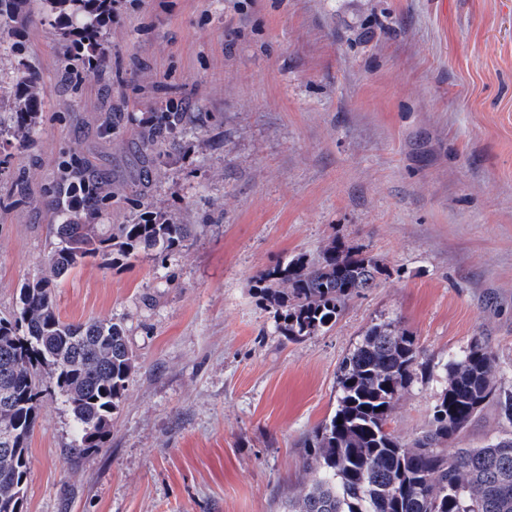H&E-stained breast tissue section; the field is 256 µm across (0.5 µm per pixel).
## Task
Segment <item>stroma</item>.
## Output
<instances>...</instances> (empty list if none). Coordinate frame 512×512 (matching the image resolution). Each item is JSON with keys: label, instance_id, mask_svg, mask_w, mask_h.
I'll return each mask as SVG.
<instances>
[{"label": "stroma", "instance_id": "obj_1", "mask_svg": "<svg viewBox=\"0 0 512 512\" xmlns=\"http://www.w3.org/2000/svg\"><path fill=\"white\" fill-rule=\"evenodd\" d=\"M14 38L0 96L36 78L41 111L33 143L0 133V316L45 270L61 157L107 173L106 223L143 200L197 227L164 259L61 281V319L121 324L137 366L81 459L69 407L44 395L24 512H282L340 362L383 320L434 368L393 414L403 439L475 337L512 384V0H115L108 63L77 87L55 22ZM162 112L209 119L158 179L142 142ZM334 240L387 274L332 329L288 341L255 281Z\"/></svg>", "mask_w": 512, "mask_h": 512}]
</instances>
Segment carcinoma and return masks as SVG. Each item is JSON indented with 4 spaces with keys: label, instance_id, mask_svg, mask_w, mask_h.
<instances>
[{
    "label": "carcinoma",
    "instance_id": "carcinoma-1",
    "mask_svg": "<svg viewBox=\"0 0 512 512\" xmlns=\"http://www.w3.org/2000/svg\"><path fill=\"white\" fill-rule=\"evenodd\" d=\"M29 2L0 0V39ZM42 4L77 37L76 51L94 52L92 65L72 72L78 85L107 62L103 24L112 18V0ZM39 105L35 85H25L14 102L15 139L32 141ZM203 119L200 112H163L149 127L143 144L156 175L168 165V147ZM109 199L104 174L74 161L62 165L49 200L62 222L49 225L57 246L46 259L48 275L20 288L19 315L0 318V391L8 390L0 426L12 433L9 460L0 452V512H23L43 395L53 389L65 398L82 457L103 447L135 367L120 324L60 318L57 281L89 264L110 269L140 251L161 256L190 236L192 225L147 205L134 224H98ZM384 275L380 260L333 242L316 258L297 256L263 273L257 288L275 307L280 335L298 342L336 325L347 301ZM443 370L445 384L426 427L404 441L390 430L392 415L402 393L432 369L400 320L369 326L339 368L334 415L304 442V476L287 512H512V433L482 448H444L489 404L512 427V388L496 380L495 353L477 337Z\"/></svg>",
    "mask_w": 512,
    "mask_h": 512
}]
</instances>
